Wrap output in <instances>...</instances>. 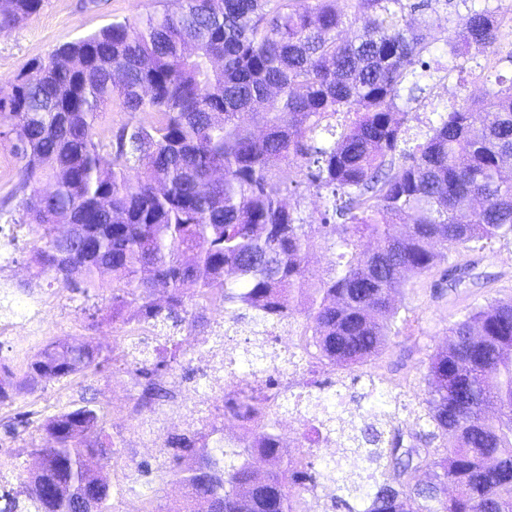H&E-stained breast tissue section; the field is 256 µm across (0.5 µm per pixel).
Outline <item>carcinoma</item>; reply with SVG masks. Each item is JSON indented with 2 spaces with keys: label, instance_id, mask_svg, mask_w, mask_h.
Instances as JSON below:
<instances>
[{
  "label": "carcinoma",
  "instance_id": "1",
  "mask_svg": "<svg viewBox=\"0 0 512 512\" xmlns=\"http://www.w3.org/2000/svg\"><path fill=\"white\" fill-rule=\"evenodd\" d=\"M174 11L114 21L35 60L0 90V135L24 164L11 197L13 223L35 233L40 271L63 288L108 290L112 304L136 306L156 327L193 322L215 297L262 320L308 305L307 345L337 364L379 355L399 332L391 295L407 280L441 269L435 286L461 281L470 264L451 253L483 252L512 236V80L486 75L487 97L441 112L414 151L407 113L396 109L403 82L419 73L430 22L406 18L404 0H175ZM42 0H0V33L36 13ZM365 20L353 36L345 28ZM498 23L473 11L453 51L486 54ZM128 119L102 138L112 102ZM260 107L262 136L241 113ZM343 112L341 129L323 121ZM112 155V163L104 155ZM331 192L321 224L351 258L318 283L309 280L312 242L304 219L283 200L291 168ZM53 190L40 189L43 180ZM80 227L58 241V225ZM369 250L359 249L363 239ZM111 274L107 281L103 272ZM169 291L156 307L155 288ZM448 350L430 359L428 430H395L388 447L374 433L367 461L390 477L366 492L364 512H512V299L465 313L448 328ZM84 346L46 344L23 373L0 381V403L98 368ZM250 446L275 451L272 409ZM159 389L137 398L152 410ZM32 440L40 469L21 478L31 512L43 486H81L85 458L109 460L104 415L85 405L63 411ZM162 475L188 491V512H301L302 494L323 473L306 460L254 477L247 463L219 467L188 431L167 439ZM334 503L361 490L342 481ZM98 512H116L98 481Z\"/></svg>",
  "mask_w": 512,
  "mask_h": 512
}]
</instances>
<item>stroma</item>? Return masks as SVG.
Wrapping results in <instances>:
<instances>
[{
  "label": "stroma",
  "instance_id": "obj_1",
  "mask_svg": "<svg viewBox=\"0 0 512 512\" xmlns=\"http://www.w3.org/2000/svg\"><path fill=\"white\" fill-rule=\"evenodd\" d=\"M414 20L428 19L435 41L426 56L428 75L419 89L402 88L397 104L408 111L412 144L424 142L427 127L423 122L432 107H446L470 98V81L477 71V61L455 56L448 43L449 36L460 31L470 8L495 7L497 0H415ZM173 0H98L84 6L83 0H43L42 9L11 32L0 34V90L10 89L17 76L35 59L45 57L59 45L87 36L112 21L133 19L166 7ZM291 207L305 219V230L313 242L308 270L312 280L328 276L337 256L326 239L320 222L327 204L325 192L309 188L289 195ZM33 236L27 228L12 224L9 216L0 215V257L6 268L0 274L9 278V290L0 289V321L12 319L20 305L37 299L43 305L46 323L40 335L19 345L11 337L0 338V374L20 372L30 358L48 341L60 339L88 344L100 356L119 354L126 345L123 337L114 335L112 300L109 292L63 290L51 284L49 276H32ZM461 261H474L479 274L478 285L461 283L456 291L439 293L433 288L434 278L427 275L415 280L413 286L401 289L394 300L408 326L400 335L388 336L379 357L359 367L343 365L330 369L305 358L294 392H318L329 380L342 387L346 400L364 405L369 401L371 381L399 387L402 404L393 417L382 419L384 429L405 428L408 420L422 415L427 391L429 359L448 344V327L472 307L494 298L512 297V239L494 243L491 251L482 254L461 253ZM238 305L223 306L218 302L201 304L192 326L170 327L158 341L148 342L144 355L149 359L168 356L171 338L208 335L217 320H224L225 341L234 358L263 355L270 347L265 334L283 330L303 331L306 318L302 309H294L288 320L279 323H255L242 315ZM113 367L99 372L77 374L69 381L53 383L44 391L16 396L13 403L0 406V485L18 489V473L35 467L24 445L30 437L41 436L47 419L66 409L91 401L93 407L103 405L102 391L111 382ZM344 446L336 459L334 478L345 477L369 486L372 467L365 459V449L348 439L343 418H334Z\"/></svg>",
  "mask_w": 512,
  "mask_h": 512
}]
</instances>
